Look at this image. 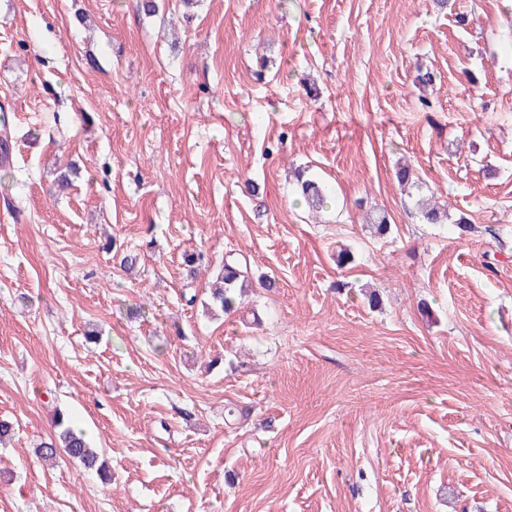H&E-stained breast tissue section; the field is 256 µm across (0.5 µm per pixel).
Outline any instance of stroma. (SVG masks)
<instances>
[{
  "mask_svg": "<svg viewBox=\"0 0 512 512\" xmlns=\"http://www.w3.org/2000/svg\"><path fill=\"white\" fill-rule=\"evenodd\" d=\"M1 107L0 512H512V0H0ZM297 182L300 200L304 202L312 214L326 207L329 202V196L323 185L312 179H303V175L300 172L297 175ZM250 276L246 265L234 255L225 257L209 293L210 303L207 309L212 313L218 311L230 315L241 304L242 297L248 288ZM55 425L59 428L58 437L41 443L35 448L36 454L44 460H56L66 457L69 460L81 463L85 468L95 470L104 480L111 482V473L104 470L103 464H99V454L96 448H92L86 433L76 428L68 417L59 411H55Z\"/></svg>",
  "mask_w": 512,
  "mask_h": 512,
  "instance_id": "1",
  "label": "stroma"
}]
</instances>
